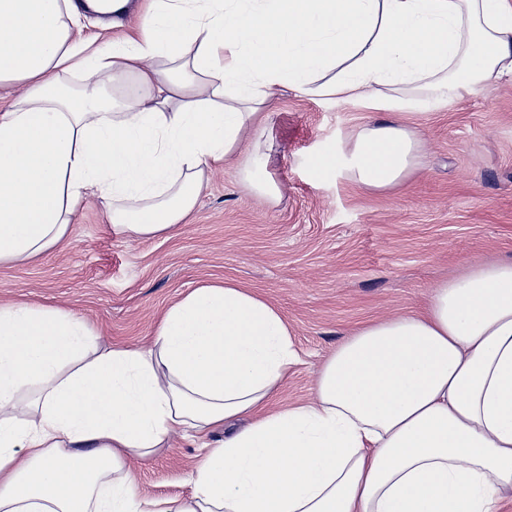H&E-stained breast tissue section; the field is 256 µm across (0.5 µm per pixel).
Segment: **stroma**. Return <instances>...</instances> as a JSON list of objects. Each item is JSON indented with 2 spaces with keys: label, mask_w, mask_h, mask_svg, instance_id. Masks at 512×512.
<instances>
[{
  "label": "stroma",
  "mask_w": 512,
  "mask_h": 512,
  "mask_svg": "<svg viewBox=\"0 0 512 512\" xmlns=\"http://www.w3.org/2000/svg\"><path fill=\"white\" fill-rule=\"evenodd\" d=\"M260 148L281 190L270 200L242 183L235 161L215 167L194 212L170 238L118 237L103 206L85 204L64 241L22 265L0 266V304L76 312L101 345L149 346L164 312L203 283L230 280L284 317L298 362L279 405L311 398L322 362L359 326L420 311L431 288L486 259L512 260V81L400 120L420 139L405 181L384 192L344 170L316 177L323 151L346 154L361 128L391 120L361 101L281 86ZM198 450L175 437L133 464L136 487L190 496Z\"/></svg>",
  "instance_id": "obj_1"
}]
</instances>
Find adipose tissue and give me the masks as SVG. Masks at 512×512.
Here are the masks:
<instances>
[{
    "label": "adipose tissue",
    "instance_id": "1",
    "mask_svg": "<svg viewBox=\"0 0 512 512\" xmlns=\"http://www.w3.org/2000/svg\"><path fill=\"white\" fill-rule=\"evenodd\" d=\"M510 73L512 0H0V265L56 247L91 200L114 235L172 236L232 159L277 195L257 155L277 86L395 114ZM416 157L402 124L373 125L347 171L382 191ZM297 361L280 312L231 281L172 304L146 348L0 305V512H499L512 260L358 329L308 401L271 407ZM173 434L201 452L190 496L141 495L129 461Z\"/></svg>",
    "mask_w": 512,
    "mask_h": 512
}]
</instances>
